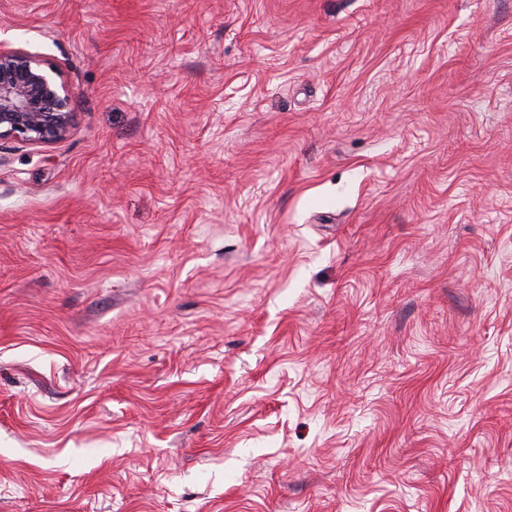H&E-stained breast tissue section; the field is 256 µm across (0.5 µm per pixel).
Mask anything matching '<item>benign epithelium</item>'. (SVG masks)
<instances>
[{"mask_svg":"<svg viewBox=\"0 0 512 512\" xmlns=\"http://www.w3.org/2000/svg\"><path fill=\"white\" fill-rule=\"evenodd\" d=\"M76 122L63 68L25 50L0 49V141L50 147Z\"/></svg>","mask_w":512,"mask_h":512,"instance_id":"1","label":"benign epithelium"}]
</instances>
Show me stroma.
I'll use <instances>...</instances> for the list:
<instances>
[{
	"label": "stroma",
	"mask_w": 512,
	"mask_h": 512,
	"mask_svg": "<svg viewBox=\"0 0 512 512\" xmlns=\"http://www.w3.org/2000/svg\"><path fill=\"white\" fill-rule=\"evenodd\" d=\"M77 124L0 142V512H512V0H0Z\"/></svg>",
	"instance_id": "stroma-1"
}]
</instances>
